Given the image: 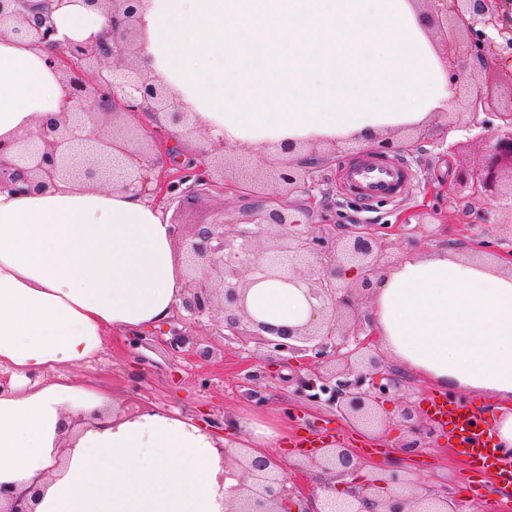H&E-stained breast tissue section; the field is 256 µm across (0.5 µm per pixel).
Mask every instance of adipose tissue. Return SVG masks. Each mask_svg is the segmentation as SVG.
I'll list each match as a JSON object with an SVG mask.
<instances>
[{"label":"adipose tissue","mask_w":512,"mask_h":512,"mask_svg":"<svg viewBox=\"0 0 512 512\" xmlns=\"http://www.w3.org/2000/svg\"><path fill=\"white\" fill-rule=\"evenodd\" d=\"M58 40L98 38L111 14L69 0ZM139 60L200 129L264 153L286 141L363 145L451 109L454 91L416 0H143ZM49 46L0 39V138L34 131L65 90ZM182 295L173 228L114 184L0 190V485L43 475L35 512H225L239 480L191 419L113 416L111 391L75 381L110 333L164 323ZM258 320L300 325L305 284L254 283ZM368 315L392 360L498 402L491 436L512 451V269L445 247L376 279ZM97 417L67 434V415Z\"/></svg>","instance_id":"adipose-tissue-1"}]
</instances>
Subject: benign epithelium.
<instances>
[{
  "label": "benign epithelium",
  "instance_id": "obj_1",
  "mask_svg": "<svg viewBox=\"0 0 512 512\" xmlns=\"http://www.w3.org/2000/svg\"><path fill=\"white\" fill-rule=\"evenodd\" d=\"M142 0H82L90 7L112 10V37L66 41L53 58L63 74L67 91L63 111L46 115L33 133L0 139V190L18 194L42 193L66 181H91L110 186L120 181L142 193L153 189L167 196L190 179L223 193L256 197L240 224H198L183 234L174 228L186 283L181 307L190 320L213 316L222 319L216 332L242 344L255 343L276 359L284 353L302 355L307 372L294 377L297 393L311 401L324 402L344 420L368 433L380 429L378 409L383 399L402 387V376L385 365L378 354L374 333L362 317V300L373 278L388 265L386 236L368 229L349 227L336 235V225L323 219L311 223L309 206L290 204L291 195L309 198L319 187L315 147L287 143L280 156L264 167L237 170L226 160L224 141L206 137V145L187 155L183 162H162L170 154L169 129L186 135L197 131L189 113L175 107L168 89L145 73L131 58L137 54L138 12ZM428 9L421 23L433 29H448L453 20L462 38L447 45L444 59L449 77L462 62L478 61L489 68L495 59L485 53L491 39L488 27L499 33L501 0H422ZM64 0H0V24L13 19L16 25L3 29L32 46L58 44L52 13ZM482 24L483 29L475 26ZM139 94L140 108L165 122L151 132L154 157L135 165L133 150L138 135L109 134L94 126L97 114L116 113L117 90ZM472 109L467 128H486L478 121L479 110L496 114L502 122L497 134H484V160L457 168V180L469 190L471 201L488 197L512 199V90L504 97L491 82L472 81L464 96ZM427 138L424 128L407 129L401 138L385 137L370 147L378 155L409 151L412 143ZM222 164V182L214 180L213 167ZM351 264L359 272L354 282L341 276ZM275 278L284 283L297 280L309 287L319 301L317 318L304 325H274L254 318L247 307L249 285L258 279ZM406 437L401 449L416 451L433 436L434 428L419 419L408 406L401 417ZM308 464L331 474L318 488L298 482L274 456L254 454L245 448H224V468L238 473L236 496L227 512H335L336 493L344 490L342 512H460L447 490H437L409 472L381 476L363 473L364 464L354 451L325 441L308 456ZM42 476L25 486L0 485V512H34L40 497Z\"/></svg>",
  "mask_w": 512,
  "mask_h": 512
}]
</instances>
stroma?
I'll return each instance as SVG.
<instances>
[{
  "mask_svg": "<svg viewBox=\"0 0 512 512\" xmlns=\"http://www.w3.org/2000/svg\"><path fill=\"white\" fill-rule=\"evenodd\" d=\"M445 123L444 115H436L429 125L428 139L403 154V161L412 171L403 199L372 208L364 207L338 181L340 169L366 158V151L319 145L320 187L312 205L313 220L332 213L337 223L361 224L381 235L387 226L408 219L410 237L388 239V255L394 263L409 246L424 250L443 241L454 248H469L483 240L494 249L512 250V212L503 202L491 198L478 203L460 195L449 197V190L456 185L457 167L478 162L482 143L477 131L449 129ZM250 206V199L213 192L185 207L164 205L162 211L168 223L180 225L186 233L198 224L243 222ZM423 210L441 212L442 222L419 223L417 214ZM181 315V309H173L167 323L142 330L143 343L137 347L130 345L128 334L108 336L105 352L88 372L110 385L116 405L136 411L160 409L187 417L204 412L218 419H249L280 433L281 443L273 454L289 464L303 461L301 439L323 433L346 446L368 449L365 462L373 474L396 466L414 471L435 484L448 486L454 496L479 507L481 512H500L512 496V487L492 498L471 490L464 465L448 446L447 430H437L414 453H402L400 413L407 405L421 407L433 389L428 380L407 374L399 395L383 402L380 413L384 426L381 434L372 436L347 426L326 406L299 397L290 381L300 370L295 360L268 365L263 349L223 341L216 336L212 321H185ZM176 325L195 342L217 347V355L202 361L173 354L167 343L169 329Z\"/></svg>",
  "mask_w": 512,
  "mask_h": 512,
  "instance_id": "1",
  "label": "stroma"
}]
</instances>
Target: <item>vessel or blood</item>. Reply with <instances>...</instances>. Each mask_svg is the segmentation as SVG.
Instances as JSON below:
<instances>
[{
  "label": "vessel or blood",
  "mask_w": 512,
  "mask_h": 512,
  "mask_svg": "<svg viewBox=\"0 0 512 512\" xmlns=\"http://www.w3.org/2000/svg\"><path fill=\"white\" fill-rule=\"evenodd\" d=\"M411 175L405 163L377 160L346 165L342 178L348 191L370 205L403 194ZM424 412L439 427L448 430L455 440V453L475 477L512 474V459L503 456L488 440L483 422L472 408L434 392L426 398Z\"/></svg>",
  "instance_id": "vessel-or-blood-1"
}]
</instances>
